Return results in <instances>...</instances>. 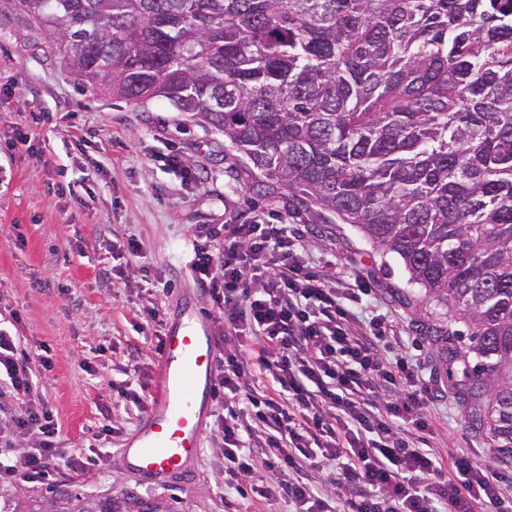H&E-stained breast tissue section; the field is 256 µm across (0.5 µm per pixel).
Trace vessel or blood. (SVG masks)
I'll return each instance as SVG.
<instances>
[{"label":"vessel or blood","instance_id":"b4317fda","mask_svg":"<svg viewBox=\"0 0 512 512\" xmlns=\"http://www.w3.org/2000/svg\"><path fill=\"white\" fill-rule=\"evenodd\" d=\"M218 353L200 315L164 336L152 407L122 451L126 469L159 481L187 472L199 458Z\"/></svg>","mask_w":512,"mask_h":512}]
</instances>
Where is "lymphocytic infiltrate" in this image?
<instances>
[{
  "instance_id": "obj_1",
  "label": "lymphocytic infiltrate",
  "mask_w": 512,
  "mask_h": 512,
  "mask_svg": "<svg viewBox=\"0 0 512 512\" xmlns=\"http://www.w3.org/2000/svg\"><path fill=\"white\" fill-rule=\"evenodd\" d=\"M192 269L224 321L217 376L226 413L224 486L242 499L284 501L288 512H512L506 478L467 453L452 476L426 445L436 396L405 358H386L384 320L354 305L369 284L343 288L309 266L284 224H224L193 243ZM0 331V370L30 393L33 369ZM37 448L0 463V484L52 477L58 424L47 404L0 419V435ZM335 465L332 497L308 470Z\"/></svg>"
}]
</instances>
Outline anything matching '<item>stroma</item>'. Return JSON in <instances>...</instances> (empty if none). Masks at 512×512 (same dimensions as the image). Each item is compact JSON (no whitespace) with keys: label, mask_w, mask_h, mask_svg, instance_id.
<instances>
[{"label":"stroma","mask_w":512,"mask_h":512,"mask_svg":"<svg viewBox=\"0 0 512 512\" xmlns=\"http://www.w3.org/2000/svg\"><path fill=\"white\" fill-rule=\"evenodd\" d=\"M28 38L22 25L0 21V330L18 337L36 378L27 396L0 379V417L40 397L48 402L62 454L92 459L81 474L59 470L55 482L76 481L88 496L133 487L174 500L176 512H269L267 502L246 504L225 492L224 453L210 428L189 473L154 482L128 472L120 451L146 411L113 405L133 381L154 386L157 339L183 304L220 335L219 314L191 271L193 236L257 220L298 228L305 260L340 283H370L363 316H382L396 330L384 354L410 359L422 382L443 394L431 408L437 451L493 446L490 435L469 427L448 367L427 339L447 316L408 284L399 260L375 251L352 225L296 216L287 191L256 185L223 135L203 122L163 101L141 107L78 86L51 44L33 49ZM28 130L30 148L15 147ZM172 156L179 167L168 166ZM130 237L141 263L124 267L122 283L102 287L113 242ZM148 271L155 282H146ZM149 298L159 321L147 326L141 311ZM44 346L47 371L37 358ZM106 424L115 433L102 435Z\"/></svg>","instance_id":"obj_1"}]
</instances>
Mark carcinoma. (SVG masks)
Wrapping results in <instances>:
<instances>
[{
  "instance_id": "obj_1",
  "label": "carcinoma",
  "mask_w": 512,
  "mask_h": 512,
  "mask_svg": "<svg viewBox=\"0 0 512 512\" xmlns=\"http://www.w3.org/2000/svg\"><path fill=\"white\" fill-rule=\"evenodd\" d=\"M78 83L164 100L260 183L353 224L445 308L430 339L512 459V0H5ZM11 512H174L47 488Z\"/></svg>"
}]
</instances>
